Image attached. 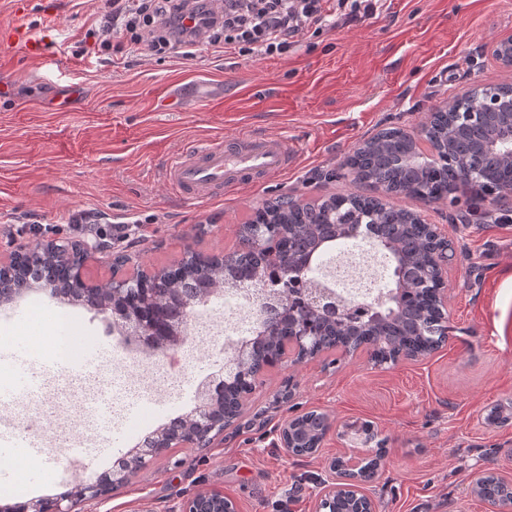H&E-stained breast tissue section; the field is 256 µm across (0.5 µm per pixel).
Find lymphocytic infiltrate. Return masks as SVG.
<instances>
[{
  "mask_svg": "<svg viewBox=\"0 0 512 512\" xmlns=\"http://www.w3.org/2000/svg\"><path fill=\"white\" fill-rule=\"evenodd\" d=\"M379 0H106L104 31L135 49L188 58L206 44L241 56L281 55L299 38L370 19Z\"/></svg>",
  "mask_w": 512,
  "mask_h": 512,
  "instance_id": "obj_1",
  "label": "lymphocytic infiltrate"
}]
</instances>
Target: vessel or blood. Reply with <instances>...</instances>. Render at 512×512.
Here are the masks:
<instances>
[{
    "label": "vessel or blood",
    "instance_id": "1",
    "mask_svg": "<svg viewBox=\"0 0 512 512\" xmlns=\"http://www.w3.org/2000/svg\"><path fill=\"white\" fill-rule=\"evenodd\" d=\"M34 0H13L14 22L0 30V42L20 47L35 60L46 57L48 39L37 35L26 23ZM292 147L287 138L275 137L251 130L241 132L233 141L212 140L184 148L174 155L164 169V183L172 195L179 198H208L214 195L238 191L254 180H273L280 177L291 162ZM106 348L87 347L70 355L44 359L32 347L26 337L17 336L0 344V364L15 368L18 390H28L47 378L63 375L74 368H89L100 372L110 359ZM15 441L25 449L34 465L29 476L34 482L56 472L58 461L45 455L38 439L27 435L18 436L0 422V442ZM112 443V416L99 415L94 441H69L73 458L84 459L103 453Z\"/></svg>",
    "mask_w": 512,
    "mask_h": 512
}]
</instances>
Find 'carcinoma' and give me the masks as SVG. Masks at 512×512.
Returning a JSON list of instances; mask_svg holds the SVG:
<instances>
[{
    "label": "carcinoma",
    "instance_id": "obj_1",
    "mask_svg": "<svg viewBox=\"0 0 512 512\" xmlns=\"http://www.w3.org/2000/svg\"><path fill=\"white\" fill-rule=\"evenodd\" d=\"M412 149L413 144L399 130H391L381 139L364 142L363 148L347 158L346 166L358 180L381 184L394 195L430 199L453 192L457 174L409 162ZM483 180L512 184V161L504 156L487 157ZM360 220L365 222L364 236L371 244L396 226L403 255L391 254L385 260L397 282L380 303L357 305L337 318L312 304L313 292L324 287L320 268L290 275L288 267L302 246L311 252L327 239L337 245L352 240L343 226ZM435 247L431 225L414 222L413 211L382 203L374 196L333 194L308 208L290 207L282 199L266 202L241 225L234 252L216 259L190 251L160 269L158 276L123 288L84 287L78 274L79 258L58 265L50 251L42 252L40 262L23 260L0 272V280L22 282L28 291L49 284L61 300L109 310L132 329L145 324L163 342L183 332L186 322L173 323L177 314L209 294L252 282L267 288L259 302L253 337L239 340L231 349L229 363L234 370L227 377L224 393L201 396L194 414L180 416L146 436L139 452L121 458L118 467L101 478L109 491L124 485L143 466L145 457L164 450V444L193 442L200 436L208 441L212 432L223 431L224 406L248 398L257 387V371L283 362L288 351L296 349L292 336L297 328L307 332L309 343L301 351L306 357L333 348L348 353L363 348L375 365L426 355L444 343L449 326L435 300L439 286L432 264Z\"/></svg>",
    "mask_w": 512,
    "mask_h": 512
}]
</instances>
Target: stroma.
<instances>
[{
  "label": "stroma",
  "mask_w": 512,
  "mask_h": 512,
  "mask_svg": "<svg viewBox=\"0 0 512 512\" xmlns=\"http://www.w3.org/2000/svg\"><path fill=\"white\" fill-rule=\"evenodd\" d=\"M49 3L57 24L46 60L0 48L1 254L77 242L68 217L80 213L131 225L129 241H113L112 249L151 270L189 250L227 254L264 202L373 194L371 184L344 173L358 144L387 128L420 129L433 109L473 87L512 83V72L488 50L512 36V0H382L374 18L303 39L281 56L224 55L202 44L189 60L104 37L105 0ZM197 81L223 84V96L198 108L165 105L172 85ZM246 127L291 141L292 164L279 179L207 199L167 192L163 172L172 155ZM391 202L424 214L453 243L452 330L441 347L393 365H373L360 349L267 368L234 426L206 447L163 451L80 512H182L187 499L211 491L237 512H315L329 462L368 457L370 443L359 431L365 422L387 448L367 486L377 512H488L470 492L473 477L512 478V425L480 421L482 411L512 400V196L494 204L470 194L453 205L406 195ZM34 223L41 234H18ZM30 331L60 339L63 353L111 345L113 365H127L128 389L143 403L131 412L125 400L113 401L119 447L81 467L61 464L55 482L41 486L17 470L0 485V506L11 492L33 502L95 482L145 434L190 413L200 383L224 359L220 347L187 354L180 386L153 390L150 373L166 364L165 355L144 353L127 364L125 341L106 314L60 302L46 288L0 304V335ZM311 410L326 413L332 428L314 455L288 454L280 427ZM0 415L20 434L42 422L45 450L56 456L62 435L78 438L95 426L89 406L62 382L0 398Z\"/></svg>",
  "instance_id": "35a3bbf8"
}]
</instances>
